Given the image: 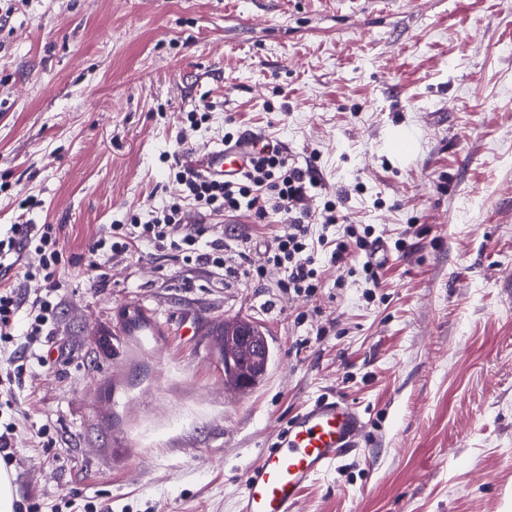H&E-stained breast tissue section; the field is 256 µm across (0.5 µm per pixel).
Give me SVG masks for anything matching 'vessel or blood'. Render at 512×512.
Returning a JSON list of instances; mask_svg holds the SVG:
<instances>
[{
	"mask_svg": "<svg viewBox=\"0 0 512 512\" xmlns=\"http://www.w3.org/2000/svg\"><path fill=\"white\" fill-rule=\"evenodd\" d=\"M243 152L240 146L207 149L194 166L206 175H233L243 167ZM126 329L156 344L167 327L153 313L138 309ZM364 428L362 413L345 401L326 398L306 407L291 418L277 447L245 470L236 512H297L303 489L359 448Z\"/></svg>",
	"mask_w": 512,
	"mask_h": 512,
	"instance_id": "b4317fda",
	"label": "vessel or blood"
}]
</instances>
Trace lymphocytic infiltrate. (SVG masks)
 I'll use <instances>...</instances> for the list:
<instances>
[{
	"mask_svg": "<svg viewBox=\"0 0 512 512\" xmlns=\"http://www.w3.org/2000/svg\"><path fill=\"white\" fill-rule=\"evenodd\" d=\"M169 172L181 185L178 197L156 213L149 222L131 217L129 223L111 225L107 235L93 242L90 255L103 249L121 254L140 242L170 251L185 262L206 265L215 274H223L224 241L211 238L208 227L184 222L188 210L200 213L250 212L255 223H267L270 215L284 216L286 223L263 253L261 264L246 269L256 280L276 276L283 291L314 296L321 286L318 252H326L330 264L341 263L349 251H365L374 241L373 225L363 229L346 226L338 229L334 214H325L320 234H313L309 224L308 201L313 192L322 190L323 180L314 160L305 165L291 163L274 144L253 151L240 177L220 179L203 176L173 160ZM60 228L55 224H16L10 236L0 238V259L35 252L37 268L25 269L24 279L36 282L34 296L21 297L14 289H0V345L15 339V318L25 313L29 344L53 347L51 328L63 295L58 269L63 253L59 248Z\"/></svg>",
	"mask_w": 512,
	"mask_h": 512,
	"instance_id": "obj_1",
	"label": "lymphocytic infiltrate"
}]
</instances>
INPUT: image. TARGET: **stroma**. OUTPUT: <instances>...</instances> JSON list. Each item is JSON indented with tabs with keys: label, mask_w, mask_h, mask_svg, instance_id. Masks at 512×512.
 <instances>
[{
	"label": "stroma",
	"mask_w": 512,
	"mask_h": 512,
	"mask_svg": "<svg viewBox=\"0 0 512 512\" xmlns=\"http://www.w3.org/2000/svg\"><path fill=\"white\" fill-rule=\"evenodd\" d=\"M208 107L202 123L184 113ZM259 133L316 155L340 223L387 244L326 267L315 297L218 276L110 225L179 192L165 157ZM190 215V222L200 220ZM259 248L280 215L202 218ZM57 224L71 264L41 368L23 338L18 502L57 512H235L245 469L324 397L364 414L362 448L298 512H512V0H19L0 32V234ZM132 307L195 335L141 345ZM254 322L265 378L224 382L215 323ZM47 426L53 444L32 431Z\"/></svg>",
	"instance_id": "stroma-1"
}]
</instances>
